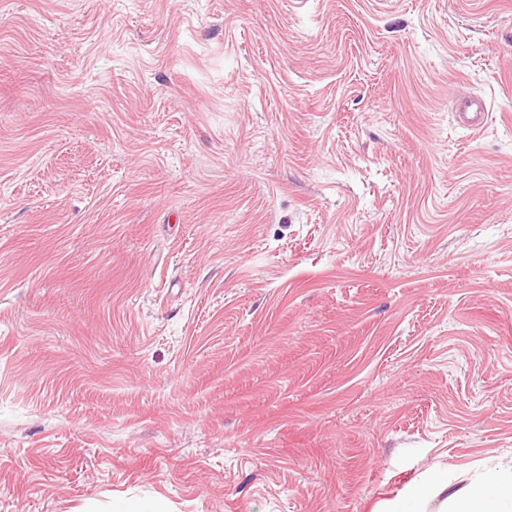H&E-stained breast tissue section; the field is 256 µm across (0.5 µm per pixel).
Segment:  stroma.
I'll return each instance as SVG.
<instances>
[{
    "mask_svg": "<svg viewBox=\"0 0 512 512\" xmlns=\"http://www.w3.org/2000/svg\"><path fill=\"white\" fill-rule=\"evenodd\" d=\"M489 460L512 0H0V512H386ZM486 111V105L482 98L470 96L462 101L457 115L469 129L476 131L484 126L488 116Z\"/></svg>",
    "mask_w": 512,
    "mask_h": 512,
    "instance_id": "35a3bbf8",
    "label": "stroma"
}]
</instances>
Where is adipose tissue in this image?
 <instances>
[{"label": "adipose tissue", "mask_w": 512, "mask_h": 512, "mask_svg": "<svg viewBox=\"0 0 512 512\" xmlns=\"http://www.w3.org/2000/svg\"><path fill=\"white\" fill-rule=\"evenodd\" d=\"M394 512H512V466L484 467L478 478L455 490L441 472H431Z\"/></svg>", "instance_id": "1"}]
</instances>
